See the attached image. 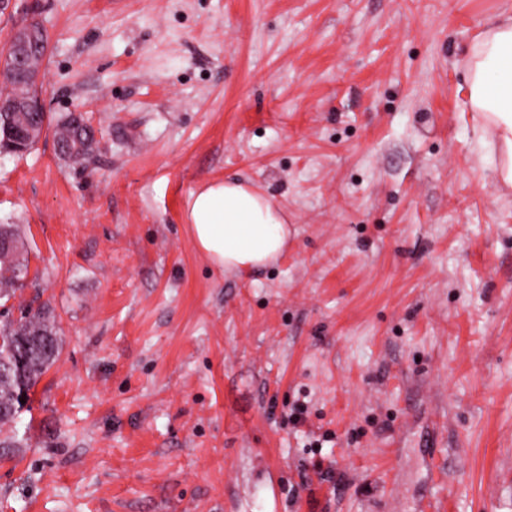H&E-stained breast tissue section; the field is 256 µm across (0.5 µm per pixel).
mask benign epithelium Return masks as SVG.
<instances>
[{
	"label": "benign epithelium",
	"mask_w": 512,
	"mask_h": 512,
	"mask_svg": "<svg viewBox=\"0 0 512 512\" xmlns=\"http://www.w3.org/2000/svg\"><path fill=\"white\" fill-rule=\"evenodd\" d=\"M33 22L15 25L7 38L0 40V76L7 77L14 85V93L0 98V119L10 138V150L26 152L28 147L19 145L14 136L11 116L15 112H43L45 105L36 90L41 82L39 72L30 67L33 51L38 47L34 38Z\"/></svg>",
	"instance_id": "obj_1"
}]
</instances>
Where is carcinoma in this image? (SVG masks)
<instances>
[{"mask_svg": "<svg viewBox=\"0 0 512 512\" xmlns=\"http://www.w3.org/2000/svg\"><path fill=\"white\" fill-rule=\"evenodd\" d=\"M38 124L53 127L54 138L67 145L69 152L60 157L72 165H82L94 152L96 141L84 130L71 127L70 115L57 120L47 113L38 116ZM0 299H9L23 287L27 266L19 259L18 233L14 224H0ZM0 323V427L10 428L11 436L0 441V447L18 448L15 424L30 400L29 393L41 376L56 362L59 352V328L53 311L43 306L27 308L20 317H9Z\"/></svg>", "mask_w": 512, "mask_h": 512, "instance_id": "1", "label": "carcinoma"}]
</instances>
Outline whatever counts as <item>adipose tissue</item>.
<instances>
[{"label": "adipose tissue", "mask_w": 512, "mask_h": 512, "mask_svg": "<svg viewBox=\"0 0 512 512\" xmlns=\"http://www.w3.org/2000/svg\"><path fill=\"white\" fill-rule=\"evenodd\" d=\"M464 73L482 142L496 160L500 182L512 187V14H500L472 42ZM186 217L197 250L226 271L269 266L288 248L285 210L244 181H212L197 188Z\"/></svg>", "instance_id": "obj_1"}]
</instances>
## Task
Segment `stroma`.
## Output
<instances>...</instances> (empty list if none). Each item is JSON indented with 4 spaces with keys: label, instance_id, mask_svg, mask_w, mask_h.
<instances>
[{
    "label": "stroma",
    "instance_id": "stroma-1",
    "mask_svg": "<svg viewBox=\"0 0 512 512\" xmlns=\"http://www.w3.org/2000/svg\"><path fill=\"white\" fill-rule=\"evenodd\" d=\"M512 0H13L50 116L0 154L16 301L60 356L0 455V512H512V188L462 60ZM245 179L288 213L228 273L186 204ZM72 113L74 117H76L77 123L85 127L89 134L93 133L94 138L96 139L95 131L86 121L84 113L81 110H74ZM70 115L71 112L56 120L55 125L53 126L54 138L59 142L65 143L70 150L69 153L61 152L62 143H59L57 145V150L58 152H61L60 157L72 165L80 166L86 162L91 153L94 152L96 141L93 137L89 136L85 130L78 131L77 129L72 128Z\"/></svg>",
    "mask_w": 512,
    "mask_h": 512
}]
</instances>
